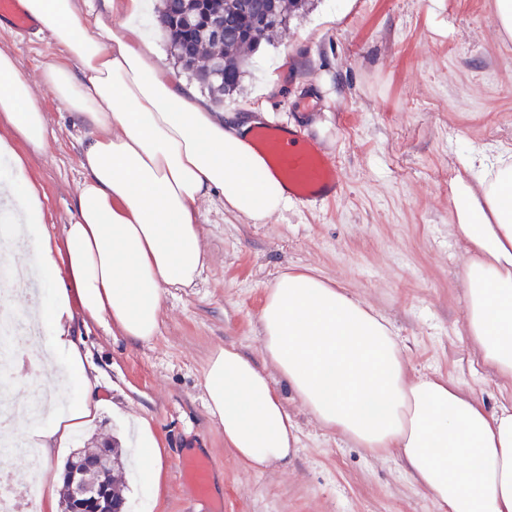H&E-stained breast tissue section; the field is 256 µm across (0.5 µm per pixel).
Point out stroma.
Masks as SVG:
<instances>
[{
  "mask_svg": "<svg viewBox=\"0 0 512 512\" xmlns=\"http://www.w3.org/2000/svg\"><path fill=\"white\" fill-rule=\"evenodd\" d=\"M46 112L53 136L23 167L0 155V174L40 183L45 227L73 223L83 175L82 133L38 85L61 54L49 37L0 23ZM316 107L304 112L301 98ZM224 113L300 125L336 158L342 195L315 207L295 203L267 223L200 205L206 264L195 287L171 290L153 341L136 343L104 324L84 331L100 374L104 408L53 464L110 441L123 452L117 477L127 512H434L396 457L378 460L326 434L295 403L299 450L285 468L243 470L224 449L201 386L207 358L234 344L259 358L257 321L266 288L290 268H315L390 322L412 373L450 375L489 406L503 382L477 363L463 325L465 252L448 233L455 177L471 157L512 148V40L500 36L494 0H306L287 32L246 55L239 91ZM141 416L164 440L160 488L138 466L126 416ZM207 456L212 492L198 500L176 470L183 455Z\"/></svg>",
  "mask_w": 512,
  "mask_h": 512,
  "instance_id": "35a3bbf8",
  "label": "stroma"
}]
</instances>
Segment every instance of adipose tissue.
I'll use <instances>...</instances> for the list:
<instances>
[{"label": "adipose tissue", "mask_w": 512, "mask_h": 512, "mask_svg": "<svg viewBox=\"0 0 512 512\" xmlns=\"http://www.w3.org/2000/svg\"><path fill=\"white\" fill-rule=\"evenodd\" d=\"M21 0L64 59L40 83L86 129L74 223L43 232L42 189L0 180V222L33 243L20 260L38 282L13 391L39 392L42 421L17 414L11 429L43 458L70 447L105 400L80 326L103 322L139 342L156 336L166 296L193 287L205 265L200 204L255 224L290 197L248 143V121L201 105L192 85L158 62L140 23L144 0ZM51 131L17 58L0 49V154L23 166ZM23 151H16L15 142ZM449 233L468 255L465 326L476 357L512 383V154L456 177ZM260 357L216 348L202 372L206 408L224 446L247 469L275 470L298 451L278 393L327 433L374 457H397L436 512H512V396L495 408L447 375L410 376L389 322L311 269L280 274L258 317Z\"/></svg>", "instance_id": "1"}]
</instances>
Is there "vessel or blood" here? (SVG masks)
<instances>
[{
    "mask_svg": "<svg viewBox=\"0 0 512 512\" xmlns=\"http://www.w3.org/2000/svg\"><path fill=\"white\" fill-rule=\"evenodd\" d=\"M9 20L18 33L26 34L34 22L22 10L20 0H0V19ZM248 141L263 157L272 176L283 183L292 200L312 206L337 198L343 190L336 160L304 128L260 124L254 126ZM179 477L189 483L198 499L210 496L211 464L204 456L181 459Z\"/></svg>",
    "mask_w": 512,
    "mask_h": 512,
    "instance_id": "obj_1",
    "label": "vessel or blood"
}]
</instances>
